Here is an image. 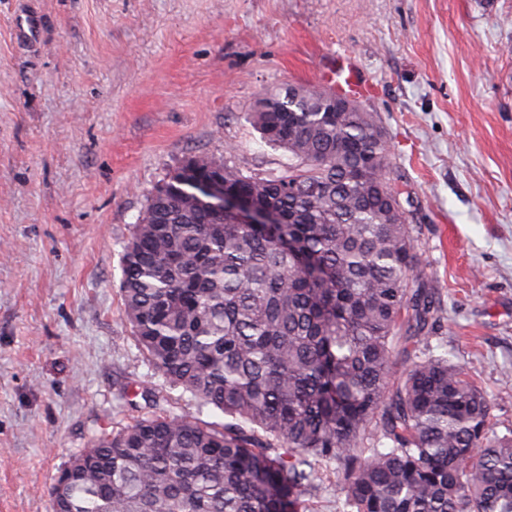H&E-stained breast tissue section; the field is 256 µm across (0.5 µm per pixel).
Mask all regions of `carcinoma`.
Here are the masks:
<instances>
[{
    "instance_id": "carcinoma-1",
    "label": "carcinoma",
    "mask_w": 512,
    "mask_h": 512,
    "mask_svg": "<svg viewBox=\"0 0 512 512\" xmlns=\"http://www.w3.org/2000/svg\"><path fill=\"white\" fill-rule=\"evenodd\" d=\"M325 90L270 91L251 120L288 153L277 175L189 156L148 193L121 295L166 387L221 423L148 412L61 469L51 512H305L340 475L344 512H512V433L430 342L441 321L376 115ZM276 223L195 202L196 182Z\"/></svg>"
}]
</instances>
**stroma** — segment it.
<instances>
[{
	"mask_svg": "<svg viewBox=\"0 0 512 512\" xmlns=\"http://www.w3.org/2000/svg\"><path fill=\"white\" fill-rule=\"evenodd\" d=\"M509 45L512 0H0V512H50L71 456L162 383L120 292L148 192L194 154L279 171L257 98L344 53L443 308L431 345L512 429Z\"/></svg>",
	"mask_w": 512,
	"mask_h": 512,
	"instance_id": "1",
	"label": "stroma"
}]
</instances>
